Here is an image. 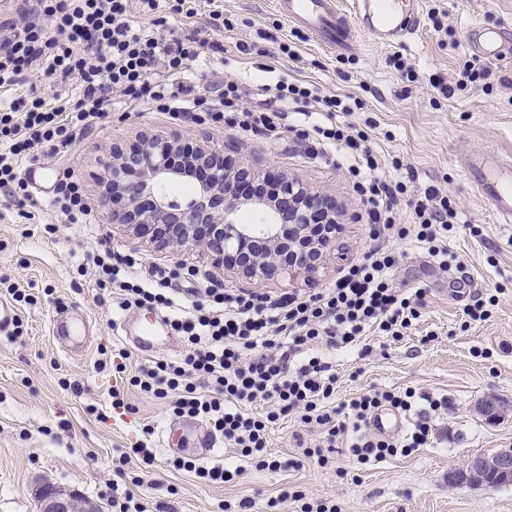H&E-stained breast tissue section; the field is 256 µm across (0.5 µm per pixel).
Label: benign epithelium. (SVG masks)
Wrapping results in <instances>:
<instances>
[{"label":"benign epithelium","mask_w":512,"mask_h":512,"mask_svg":"<svg viewBox=\"0 0 512 512\" xmlns=\"http://www.w3.org/2000/svg\"><path fill=\"white\" fill-rule=\"evenodd\" d=\"M180 146L177 137L142 135L112 147L99 181L102 200L112 207V223L158 248L200 249L216 268L256 282L313 274L336 248L346 215L336 198L312 191L295 177L242 167L203 146L182 156ZM185 181L195 183L188 199L167 193V186ZM244 209L258 213L261 222H240ZM508 410L509 403L493 397L477 404L490 421ZM493 475L512 479V448L467 458L449 483L483 485ZM37 499L38 512H100L96 503L50 485L37 490Z\"/></svg>","instance_id":"1"}]
</instances>
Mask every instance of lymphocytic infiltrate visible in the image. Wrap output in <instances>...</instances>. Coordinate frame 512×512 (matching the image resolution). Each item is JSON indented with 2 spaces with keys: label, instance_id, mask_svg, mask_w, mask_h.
Returning <instances> with one entry per match:
<instances>
[{
  "label": "lymphocytic infiltrate",
  "instance_id": "lymphocytic-infiltrate-1",
  "mask_svg": "<svg viewBox=\"0 0 512 512\" xmlns=\"http://www.w3.org/2000/svg\"><path fill=\"white\" fill-rule=\"evenodd\" d=\"M132 0H33L22 24L0 39V88L24 83L34 68L48 76L75 82V97L50 103L36 88L0 102V194L16 206L35 207L36 192L25 164L41 153L62 157L77 131L111 112L114 101L171 119L197 124L229 125L250 134H279L288 108L309 101L319 105L326 122L299 129L302 139L318 147H336L352 158L353 188L375 232L412 238L437 258L440 267L454 260L448 239L455 232L457 209L447 195L431 189L414 205L415 222L397 221L396 208L407 192L390 181L365 131L337 122L350 106L337 96H321L309 84L279 81L267 88L272 104L247 106L254 92L225 80L200 94L187 73L200 56L198 32L171 39L137 28L130 20ZM65 224H86L90 210L82 183L69 168L59 169L50 196ZM100 288L119 290L123 309L168 308L163 271L151 282L130 277L137 260L104 251L92 255ZM399 258L390 246L374 241L364 257L343 269L334 284L321 291L268 297L210 288L207 298L185 313L170 316L185 349L175 359L141 364L129 383L160 400H171L174 413L205 418L241 457L262 468L278 459L268 448L269 428L289 412L315 425L328 442L351 435L350 450L358 461L398 453L390 439L372 433L373 413L388 405L411 410L415 394L369 390L352 398L351 423L337 421L328 400L336 375L324 349L348 348L369 331L402 335L417 319L423 289L406 296L393 285Z\"/></svg>",
  "mask_w": 512,
  "mask_h": 512
}]
</instances>
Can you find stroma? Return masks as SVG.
<instances>
[{
	"label": "stroma",
	"mask_w": 512,
	"mask_h": 512,
	"mask_svg": "<svg viewBox=\"0 0 512 512\" xmlns=\"http://www.w3.org/2000/svg\"><path fill=\"white\" fill-rule=\"evenodd\" d=\"M194 8V14L168 20L157 33L167 39L198 30L208 40L192 66L199 89L221 78L253 86L288 79L313 84L327 95L352 97L358 110L338 114V121L367 129L387 175L407 184L408 197L434 188L457 202L459 228L448 240L457 266L444 270L426 250L408 242L396 246L395 287L410 294L419 287L427 290L419 318L404 336L372 331L362 346L332 356L333 406L343 407L370 389L416 391L418 398L403 418L411 427L429 417L430 442L362 464L340 440L324 449L329 462L323 466L306 454L324 448L322 436L291 414L270 433L280 469L248 462L235 481L207 486L173 468L182 449L196 448L197 434L210 425L174 414L163 401L129 385L126 373L143 363V355L131 352L123 373L106 361V354L128 346L120 328L128 313L111 290L100 289L87 256L109 248L141 258L139 276L154 268L170 271L168 291L176 313L211 286L239 293L251 285L218 271L199 251L173 253L128 238L99 199L94 174L103 154L143 134L177 136L190 148L205 144L235 151L237 164L295 175L346 203L336 255L312 281L289 276L261 286L269 296L328 287L372 240L349 162L339 152L315 159L292 131L246 135L119 104L77 135L69 155L41 160L49 172L62 166L74 170L92 223L57 224L47 205L29 217L0 195V290L16 288L26 296L13 305L21 333L0 335V512H37L35 490L42 482L96 500L102 512H112L116 488L133 491L147 512H220L219 503L234 505L244 498L252 500L254 512H300L293 500L298 492L309 502L335 501L341 512H512V485L448 481L468 456L512 448V415L488 422L473 410L488 394L512 401V223H498L463 167L474 154L512 156V54L491 62L490 79L456 85L474 60L466 31L474 23L512 31V0H422V25L408 46L391 49L363 35L342 56L318 47L309 35L295 37L294 26L273 0H195ZM215 9L229 19V28H214ZM283 39L292 54L280 50ZM395 55L406 72L393 67ZM439 79L454 86L451 97L436 88ZM52 223L57 232L45 233ZM472 224L482 225L481 236L469 233ZM491 296L496 302L485 319L465 315L472 300ZM76 315L87 323L85 336L75 343L54 338V319ZM115 389L122 404L112 402ZM432 398L441 408L430 410ZM147 425L155 430L149 439L155 463L123 465L122 455L145 439Z\"/></svg>",
	"instance_id": "1"
}]
</instances>
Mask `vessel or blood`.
<instances>
[{"instance_id": "obj_1", "label": "vessel or blood", "mask_w": 512, "mask_h": 512, "mask_svg": "<svg viewBox=\"0 0 512 512\" xmlns=\"http://www.w3.org/2000/svg\"><path fill=\"white\" fill-rule=\"evenodd\" d=\"M422 0H352L342 9L340 0H276L278 10L288 20L303 27L321 48L340 55L352 48L354 30H362L373 41L390 47L404 45L419 30ZM467 43L476 57L495 61L501 58L512 35L503 29L471 26ZM469 170L479 192L489 202L493 214L503 222L512 221V167L484 157L474 158ZM164 320L140 325L133 342L140 353H147L153 339L167 335ZM371 428L382 436L400 432L405 422L395 411L379 410Z\"/></svg>"}]
</instances>
